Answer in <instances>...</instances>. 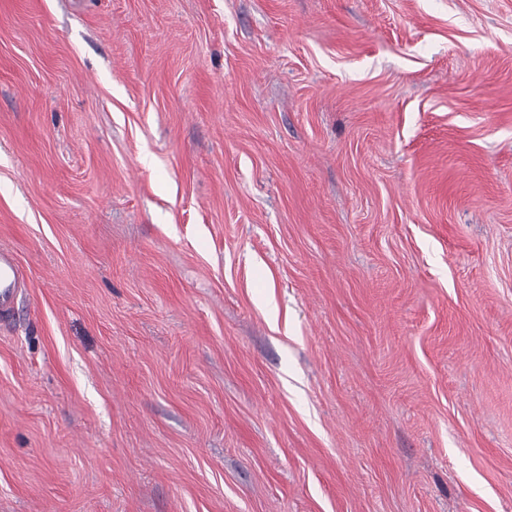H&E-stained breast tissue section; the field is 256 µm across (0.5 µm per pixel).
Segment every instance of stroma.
Here are the masks:
<instances>
[{
  "label": "stroma",
  "mask_w": 512,
  "mask_h": 512,
  "mask_svg": "<svg viewBox=\"0 0 512 512\" xmlns=\"http://www.w3.org/2000/svg\"><path fill=\"white\" fill-rule=\"evenodd\" d=\"M0 512H512V0H0ZM22 281V268L12 255L0 252V317L14 309Z\"/></svg>",
  "instance_id": "35a3bbf8"
}]
</instances>
